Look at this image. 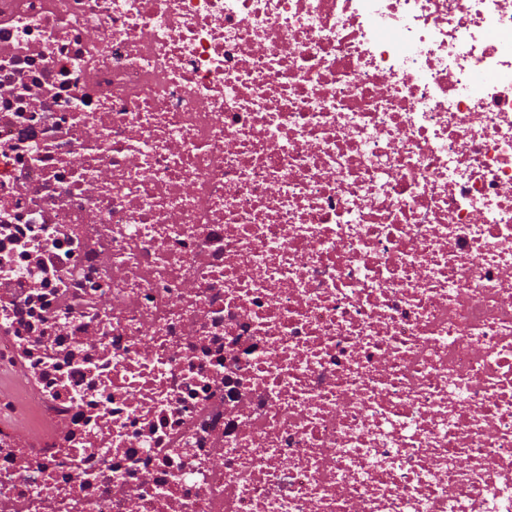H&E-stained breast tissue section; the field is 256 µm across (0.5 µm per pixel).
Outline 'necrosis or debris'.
Instances as JSON below:
<instances>
[{"label": "necrosis or debris", "instance_id": "obj_1", "mask_svg": "<svg viewBox=\"0 0 512 512\" xmlns=\"http://www.w3.org/2000/svg\"><path fill=\"white\" fill-rule=\"evenodd\" d=\"M16 374L0 512H512V0H0Z\"/></svg>", "mask_w": 512, "mask_h": 512}]
</instances>
